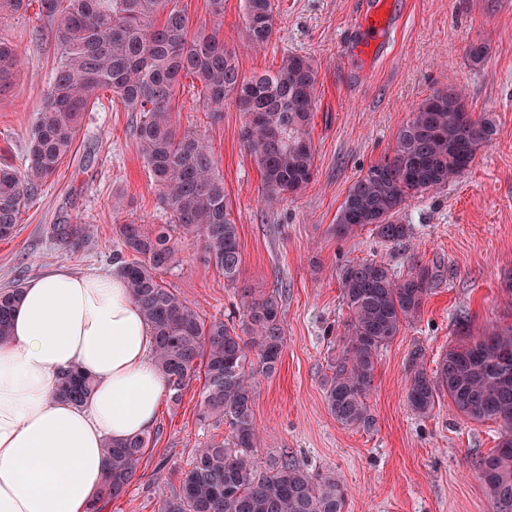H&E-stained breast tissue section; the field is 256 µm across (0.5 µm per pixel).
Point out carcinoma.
<instances>
[{"label": "carcinoma", "instance_id": "1", "mask_svg": "<svg viewBox=\"0 0 512 512\" xmlns=\"http://www.w3.org/2000/svg\"><path fill=\"white\" fill-rule=\"evenodd\" d=\"M38 5L39 27L49 31L55 47L53 66L29 133L26 168L0 166V238L16 231L28 201L70 155L84 114L100 105L104 92L136 113L139 151L169 223L115 225L122 250L113 256L114 273L124 279L152 330L154 361L170 399L178 401L186 387L204 378L203 415L224 420L234 444L196 449L179 491L161 499L158 512H345L347 489L333 474L312 475L286 457L264 473L254 467L256 377L275 372L284 346L280 291L245 302L238 333L221 318L202 317L160 281L162 271L180 262V232L202 238L209 262L226 282L234 283L241 267L237 225L217 160L199 134L180 130L175 121L183 80L199 83L210 112L223 111L226 97L234 98L247 118L242 139L259 169L263 197L276 202L302 191L313 178L308 126L317 71L307 58L288 55L274 73L244 78L235 52L219 36L224 0H207L213 26L195 31L179 0H38ZM274 25L272 0H244L250 45L267 44ZM22 64L17 47L0 36V91ZM493 134V121L473 118L460 90L435 89L399 132L393 153L352 183L336 216V232L370 226L387 243L410 239L412 226L395 222V214L409 198L466 171ZM54 235L75 248L90 238L91 229L57 224ZM339 277L350 316L324 397L337 423L368 427L372 417L365 398L380 351L421 314L434 274L416 266L400 276L381 262L353 261L341 267ZM21 292L18 285L0 288V342L12 337ZM408 373L406 398L414 412L429 414L446 395L467 419L502 424L497 447L478 456L475 468L494 512H512V326L448 346L431 373L416 349ZM91 387L89 379L70 372L59 394L81 404ZM149 444L147 433L105 444L108 469L93 512H103L127 491Z\"/></svg>", "mask_w": 512, "mask_h": 512}]
</instances>
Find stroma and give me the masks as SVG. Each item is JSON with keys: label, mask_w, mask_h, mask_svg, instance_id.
I'll return each instance as SVG.
<instances>
[{"label": "stroma", "mask_w": 512, "mask_h": 512, "mask_svg": "<svg viewBox=\"0 0 512 512\" xmlns=\"http://www.w3.org/2000/svg\"><path fill=\"white\" fill-rule=\"evenodd\" d=\"M376 0H273L271 41L261 48L245 36L243 0H224L220 35L237 54L244 77L276 70L289 54L309 58L318 75L309 125L314 174L301 193L263 201L257 166L243 144L246 116L233 99L207 112L196 87L178 100L180 128L201 133L224 177L238 227L239 280L228 285L209 263L199 237L179 241V266L161 280L206 317L232 327L242 320L244 295L279 289L285 337L275 374L259 377L253 416L260 434L258 471L290 457L311 473L338 474L348 488L347 512H493L474 468L494 448L499 424L461 416L447 398L428 415L407 404V360L421 350L434 369L448 345L512 325V0H399L386 41L364 49L355 22ZM36 7L0 20V35L26 63L0 92V164L23 168L28 134L49 83L53 45L36 31ZM484 49L473 64L471 45ZM456 85L473 117L495 124L491 143L471 166L440 189L409 198L398 212L410 240L394 245L369 231L341 237L334 225L350 185L393 151L402 127L435 88ZM135 113L104 95L86 113L71 159L22 211L15 233L0 239V288L27 283L52 266L75 271L112 269L121 244L114 225L167 221L159 191L138 150ZM57 224H90L80 248L59 246ZM375 260L395 274L426 266L434 283L421 315L379 356L366 404L371 427L347 428L328 413L324 383L345 341L349 311L341 267ZM201 381L180 402L163 399L140 470L105 512H157L178 491L195 449L229 436L227 425L201 416Z\"/></svg>", "instance_id": "35a3bbf8"}]
</instances>
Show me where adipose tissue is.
I'll return each mask as SVG.
<instances>
[{
  "instance_id": "1",
  "label": "adipose tissue",
  "mask_w": 512,
  "mask_h": 512,
  "mask_svg": "<svg viewBox=\"0 0 512 512\" xmlns=\"http://www.w3.org/2000/svg\"><path fill=\"white\" fill-rule=\"evenodd\" d=\"M155 339L125 281L55 266L22 290L0 343V512H91L106 440L147 433L166 394ZM93 382L86 403L57 393ZM91 387L92 383L89 379L77 372H70L64 377L58 391L60 395L75 404H81L90 395Z\"/></svg>"
}]
</instances>
